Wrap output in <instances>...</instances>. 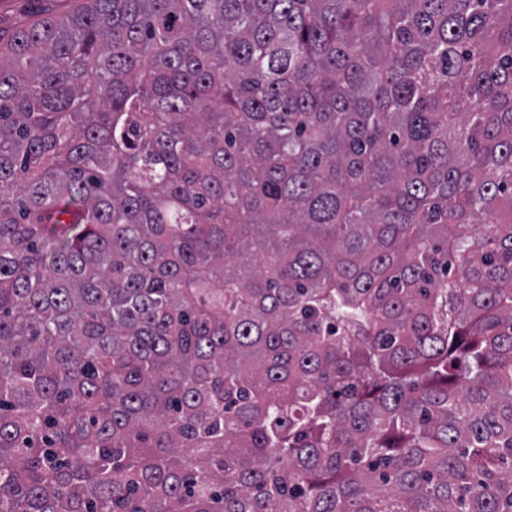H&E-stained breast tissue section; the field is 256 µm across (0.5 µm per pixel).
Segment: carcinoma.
I'll return each mask as SVG.
<instances>
[{
    "label": "carcinoma",
    "mask_w": 512,
    "mask_h": 512,
    "mask_svg": "<svg viewBox=\"0 0 512 512\" xmlns=\"http://www.w3.org/2000/svg\"><path fill=\"white\" fill-rule=\"evenodd\" d=\"M0 512H512V0L0 33Z\"/></svg>",
    "instance_id": "cac0c4a2"
}]
</instances>
